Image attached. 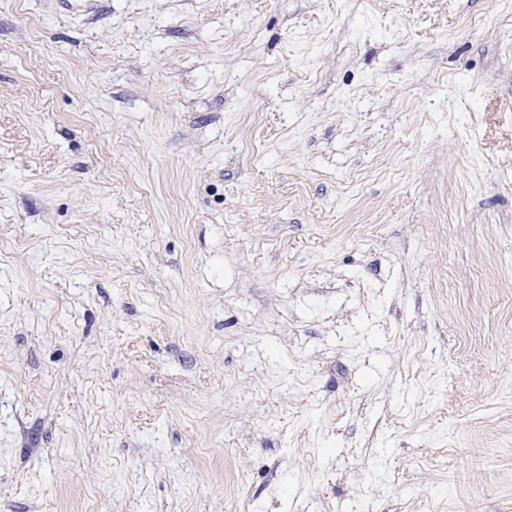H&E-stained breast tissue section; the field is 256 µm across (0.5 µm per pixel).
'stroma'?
<instances>
[{"mask_svg":"<svg viewBox=\"0 0 512 512\" xmlns=\"http://www.w3.org/2000/svg\"><path fill=\"white\" fill-rule=\"evenodd\" d=\"M503 0H0V512H512Z\"/></svg>","mask_w":512,"mask_h":512,"instance_id":"35a3bbf8","label":"stroma"}]
</instances>
